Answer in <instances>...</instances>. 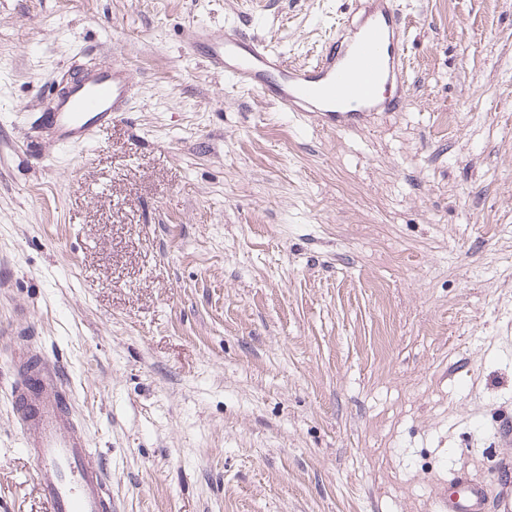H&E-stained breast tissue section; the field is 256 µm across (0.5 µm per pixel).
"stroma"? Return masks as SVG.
Listing matches in <instances>:
<instances>
[{"instance_id":"35a3bbf8","label":"stroma","mask_w":512,"mask_h":512,"mask_svg":"<svg viewBox=\"0 0 512 512\" xmlns=\"http://www.w3.org/2000/svg\"><path fill=\"white\" fill-rule=\"evenodd\" d=\"M398 112L320 126L209 70L313 63L351 0H0V512H41L9 412L62 362L112 512H433L512 493V0H398ZM119 64L131 112L42 135ZM131 99V76L123 66L86 70L58 92L53 112H46L43 125L60 145H87L126 119ZM458 491L444 494L436 503V512H487L482 487L466 478H458Z\"/></svg>"}]
</instances>
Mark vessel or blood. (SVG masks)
Masks as SVG:
<instances>
[{"instance_id": "1", "label": "vessel or blood", "mask_w": 512, "mask_h": 512, "mask_svg": "<svg viewBox=\"0 0 512 512\" xmlns=\"http://www.w3.org/2000/svg\"><path fill=\"white\" fill-rule=\"evenodd\" d=\"M359 3L361 17L344 22L356 34L353 43L330 40L309 65L288 64L263 41L239 30L216 35L197 28L189 32L188 45L210 69L259 91L283 110L343 126L368 112L398 111L406 88L396 0ZM131 99V76L123 66L86 70L58 92L43 125L60 145H86L126 118ZM13 376L11 414L21 450L36 468L46 512H112L107 473L78 430L59 362L39 349L16 361ZM457 486L439 498L436 512H487L480 485L461 478Z\"/></svg>"}]
</instances>
